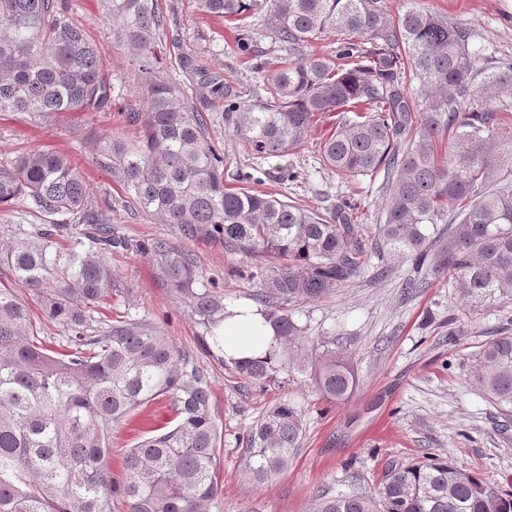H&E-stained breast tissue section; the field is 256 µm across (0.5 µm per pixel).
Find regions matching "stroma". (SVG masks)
Listing matches in <instances>:
<instances>
[{"instance_id":"stroma-1","label":"stroma","mask_w":512,"mask_h":512,"mask_svg":"<svg viewBox=\"0 0 512 512\" xmlns=\"http://www.w3.org/2000/svg\"><path fill=\"white\" fill-rule=\"evenodd\" d=\"M163 2L173 7L176 17L170 35L201 64L223 75L238 100L262 95V76L232 51L235 32L230 26L197 11L194 0ZM418 2L466 27L486 65L512 63V0ZM66 4L70 17L84 26L100 50L112 75L117 109L65 115L50 125L35 123L22 112H0V158L32 148L67 153L110 198L112 236L123 243L112 252L122 291L100 308L99 315L105 322L118 315L159 322L189 366L205 375L222 439L223 488L210 512H313L316 492H369L389 466L436 455L512 491V430L501 432L495 410L467 385L474 353L495 336L512 334V301L488 300L468 309L434 274L427 275L412 297H403L401 282L411 271L404 264L382 279L377 278L376 267H369L336 293L298 304L296 319L309 325L311 336L335 338L358 374L354 394L342 404L319 399L306 374L282 373L255 384L226 364L222 355L201 348L203 327L184 299L166 287L153 257L139 249L144 242H175L172 226L138 211L111 173L95 162L100 141L136 138L135 128L122 122L119 113L140 108L137 57L113 41L105 0ZM208 110L215 117L209 136L224 154L227 187H236L235 175L244 169L254 175L249 189L319 211L345 196L358 201L364 223H379L383 174L350 177L322 164L320 145L334 132L337 115L323 118L291 154L263 159L248 154L225 126L223 100H211ZM42 224L29 201L0 206V249L36 240ZM187 247L197 257L200 275L215 283L225 300H252L256 284L229 272L240 265V257L226 254L215 239H198ZM285 400L298 410L301 447L283 474L268 484L254 485L243 474L246 434L269 407ZM172 417L171 402L163 400L114 428L109 457L113 476L121 474L124 450L140 441L143 423L158 425Z\"/></svg>"}]
</instances>
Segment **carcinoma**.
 Returning a JSON list of instances; mask_svg holds the SVG:
<instances>
[{"mask_svg": "<svg viewBox=\"0 0 512 512\" xmlns=\"http://www.w3.org/2000/svg\"><path fill=\"white\" fill-rule=\"evenodd\" d=\"M198 2L238 29L234 52L258 74L267 62L255 54L247 19L263 10L290 52L336 37V58L290 60L253 104L226 101L224 123L251 152L282 157L328 113L351 112L321 144L324 166L353 177L385 173L374 227L344 197L319 212L226 187L223 154L208 135L212 116L196 106L223 98L224 83L181 52L179 68L200 76L189 96L160 66L175 18L159 0H111L113 39L138 55L143 109L122 113L138 140L103 142L96 163L181 238H215L224 252L250 259L235 274L259 285L278 352L236 364L246 379L298 371L329 402L353 395L352 364L333 341L308 336L290 305L361 276L371 243L416 273L428 267L446 277L472 307L512 300L511 63L481 66L467 28L417 5L395 20L384 0ZM110 111L112 79L65 0H0V112L46 124L62 113ZM100 195L64 153L34 149L0 162V205L26 197L47 222L42 241L0 252L17 284L0 288V512H112L118 487L129 512H209L221 487L207 379L187 370L159 324L115 319L102 327L94 317L117 282L112 204ZM142 249L207 333L224 322V295L201 280L193 253L163 240ZM40 317L64 330L65 344H47ZM469 385L512 421V336L474 355ZM163 396L177 422L125 450L116 484L107 466L112 429ZM301 436L292 403L269 408L247 434L248 477L261 485L287 470ZM313 512H512V491L433 457L390 467L371 494L324 491Z\"/></svg>", "mask_w": 512, "mask_h": 512, "instance_id": "carcinoma-1", "label": "carcinoma"}]
</instances>
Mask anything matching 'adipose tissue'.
I'll list each match as a JSON object with an SVG mask.
<instances>
[{
    "label": "adipose tissue",
    "mask_w": 512,
    "mask_h": 512,
    "mask_svg": "<svg viewBox=\"0 0 512 512\" xmlns=\"http://www.w3.org/2000/svg\"><path fill=\"white\" fill-rule=\"evenodd\" d=\"M225 363L267 357L278 347L275 331L261 309L250 303L227 304L224 321L212 332Z\"/></svg>",
    "instance_id": "1"
}]
</instances>
